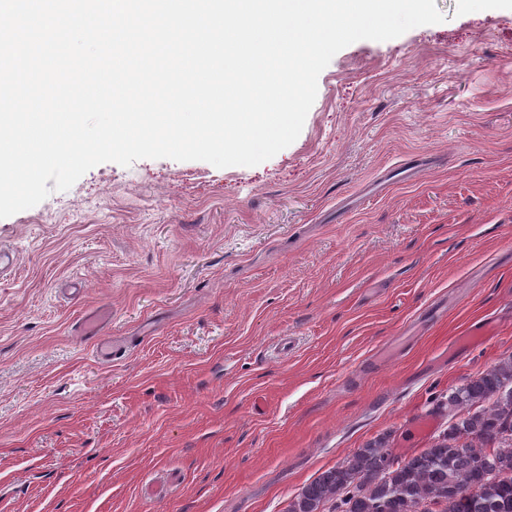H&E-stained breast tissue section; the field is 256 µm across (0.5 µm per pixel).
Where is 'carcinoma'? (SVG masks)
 <instances>
[{
  "instance_id": "cac0c4a2",
  "label": "carcinoma",
  "mask_w": 512,
  "mask_h": 512,
  "mask_svg": "<svg viewBox=\"0 0 512 512\" xmlns=\"http://www.w3.org/2000/svg\"><path fill=\"white\" fill-rule=\"evenodd\" d=\"M434 411L448 429L401 461L388 437L322 472L286 512H512V357L448 389Z\"/></svg>"
}]
</instances>
